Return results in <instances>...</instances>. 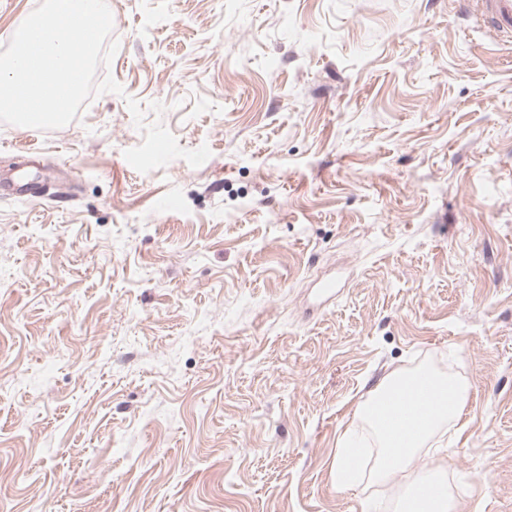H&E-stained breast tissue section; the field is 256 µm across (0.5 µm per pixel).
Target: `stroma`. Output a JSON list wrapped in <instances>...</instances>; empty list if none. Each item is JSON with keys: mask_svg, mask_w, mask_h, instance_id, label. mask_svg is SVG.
<instances>
[{"mask_svg": "<svg viewBox=\"0 0 512 512\" xmlns=\"http://www.w3.org/2000/svg\"><path fill=\"white\" fill-rule=\"evenodd\" d=\"M107 4L124 95L0 124L43 194L0 200V512H394L332 469L425 358L474 391L414 476L512 512V40L468 0ZM128 95L208 160L132 168Z\"/></svg>", "mask_w": 512, "mask_h": 512, "instance_id": "obj_1", "label": "stroma"}]
</instances>
